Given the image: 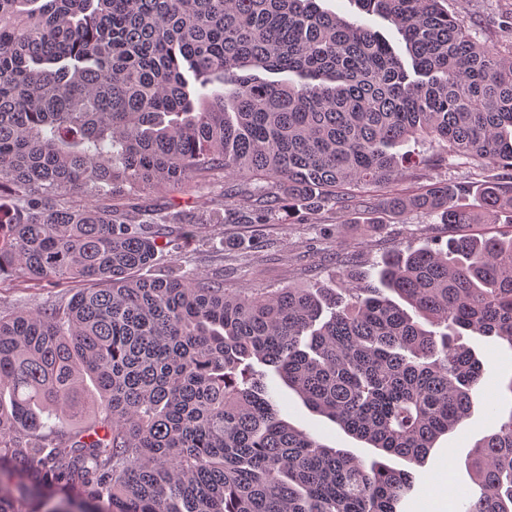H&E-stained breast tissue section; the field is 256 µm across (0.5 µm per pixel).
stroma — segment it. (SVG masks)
<instances>
[{"instance_id": "stroma-1", "label": "stroma", "mask_w": 512, "mask_h": 512, "mask_svg": "<svg viewBox=\"0 0 512 512\" xmlns=\"http://www.w3.org/2000/svg\"><path fill=\"white\" fill-rule=\"evenodd\" d=\"M447 8L491 50L503 55L512 51V32L499 25L501 19L512 16V0H448ZM404 148L418 155L419 162L403 168L396 184L400 190H416L434 181L480 180L487 174L473 160L443 154L434 142L411 141ZM223 194L224 173L218 170L198 190L185 194L157 191L146 197V204L160 215L178 218L177 223L160 226L165 247L147 269V276L178 277L193 272L223 281L228 289L335 288L346 271H375L393 247L443 245L448 240L436 217L421 211L389 214L382 209L381 194L369 188L356 191L366 199V207L349 212L301 211L275 224L207 223L208 208L222 200ZM70 295L66 288L34 287L20 278L7 280L0 283V310H37ZM464 342L486 360L485 377L493 390H475L469 418L454 433L440 438L424 465L389 458L390 466L416 477L404 512H434L425 491L440 472L448 479L442 508L459 512L458 493L472 485L467 459L474 442L512 414V392L507 389L512 382V345L471 336ZM279 406L283 418L317 435L329 447L350 451L367 462L379 458L378 450L308 410L287 387L279 389Z\"/></svg>"}]
</instances>
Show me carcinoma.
<instances>
[{
    "label": "carcinoma",
    "instance_id": "1",
    "mask_svg": "<svg viewBox=\"0 0 512 512\" xmlns=\"http://www.w3.org/2000/svg\"><path fill=\"white\" fill-rule=\"evenodd\" d=\"M357 3L405 54L315 0H0V280L84 284L0 314V512H399L412 474L293 427L256 363L412 463L468 418L485 366L458 338L512 346V232L459 233L512 228V55L443 0ZM411 138L499 170L386 194L447 249L396 247L338 291L140 275L162 249L126 216L145 192L219 168L243 224L343 212ZM469 463L462 512H512V412Z\"/></svg>",
    "mask_w": 512,
    "mask_h": 512
}]
</instances>
